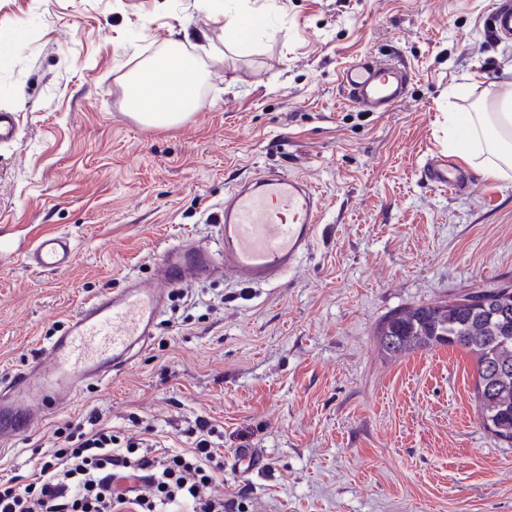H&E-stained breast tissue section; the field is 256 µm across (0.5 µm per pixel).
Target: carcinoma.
<instances>
[{"instance_id":"carcinoma-1","label":"carcinoma","mask_w":512,"mask_h":512,"mask_svg":"<svg viewBox=\"0 0 512 512\" xmlns=\"http://www.w3.org/2000/svg\"><path fill=\"white\" fill-rule=\"evenodd\" d=\"M391 357L440 346L467 351L476 365L474 397L479 424L512 445V286L478 289L388 316L377 331Z\"/></svg>"}]
</instances>
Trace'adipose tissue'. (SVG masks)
<instances>
[{
  "label": "adipose tissue",
  "instance_id": "obj_1",
  "mask_svg": "<svg viewBox=\"0 0 512 512\" xmlns=\"http://www.w3.org/2000/svg\"><path fill=\"white\" fill-rule=\"evenodd\" d=\"M204 78L201 62L172 47L169 54L128 78L126 105L142 124L178 125L196 108ZM459 125L465 129L464 140L448 139L454 154L499 178L512 179V89L494 96L483 111L449 113V128Z\"/></svg>",
  "mask_w": 512,
  "mask_h": 512
}]
</instances>
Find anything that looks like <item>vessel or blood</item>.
<instances>
[{"label": "vessel or blood", "mask_w": 512, "mask_h": 512, "mask_svg": "<svg viewBox=\"0 0 512 512\" xmlns=\"http://www.w3.org/2000/svg\"><path fill=\"white\" fill-rule=\"evenodd\" d=\"M489 20L495 36L511 37L512 0H496ZM339 83L355 107L388 112L405 99L408 74L400 63L367 56L346 66ZM421 176L451 192L471 180L442 153L427 159ZM321 222L318 190L297 176L269 171L236 185L224 196L217 246L190 238L170 245L148 280H129L85 302L45 355L0 387V446H12L69 407L86 382L126 368L153 336L172 289L219 276L256 286L277 283L307 257ZM73 252L69 236L47 230L37 235L26 261L57 272L70 265Z\"/></svg>", "instance_id": "1"}]
</instances>
